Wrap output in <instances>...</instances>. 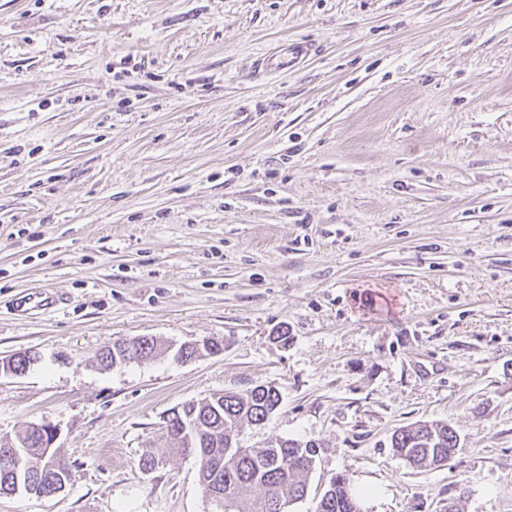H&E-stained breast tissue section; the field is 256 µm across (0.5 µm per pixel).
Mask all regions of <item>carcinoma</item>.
Masks as SVG:
<instances>
[{
	"label": "carcinoma",
	"mask_w": 512,
	"mask_h": 512,
	"mask_svg": "<svg viewBox=\"0 0 512 512\" xmlns=\"http://www.w3.org/2000/svg\"><path fill=\"white\" fill-rule=\"evenodd\" d=\"M157 342L149 336L138 337L123 350L103 348L94 354V364L112 367L114 359L128 362L151 357ZM280 405L276 387L257 384L244 393L219 392L200 401L183 403L171 410L166 420L167 434L179 440L173 452L193 455L199 462V481L204 495L216 507V512H279L269 502L284 498L300 501L307 495V477L317 455L314 444L301 445L294 440H281L269 448H237L225 455L230 443L248 426L261 425ZM192 417L199 421L201 431L191 446L179 434L181 421ZM458 434L446 423L408 425L396 430L391 447L412 459L417 468L435 463L437 456L457 447ZM15 444L26 457L29 467L20 478L0 472V494L16 491L42 493L46 487H64L72 481L69 467L49 474L43 457L57 452L45 446L43 435L27 427L15 437ZM248 488L260 490L254 498H246ZM359 498L346 478L331 479L321 495L316 512H359Z\"/></svg>",
	"instance_id": "obj_1"
}]
</instances>
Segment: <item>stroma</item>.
Listing matches in <instances>:
<instances>
[{
	"instance_id": "35a3bbf8",
	"label": "stroma",
	"mask_w": 512,
	"mask_h": 512,
	"mask_svg": "<svg viewBox=\"0 0 512 512\" xmlns=\"http://www.w3.org/2000/svg\"><path fill=\"white\" fill-rule=\"evenodd\" d=\"M138 336L160 352L89 365ZM24 350L0 446L51 424L74 477L0 512H213L166 415L259 383L242 445L320 448L291 512L339 474L364 512H512V0H0V361ZM432 422L459 449L413 469L391 436Z\"/></svg>"
}]
</instances>
